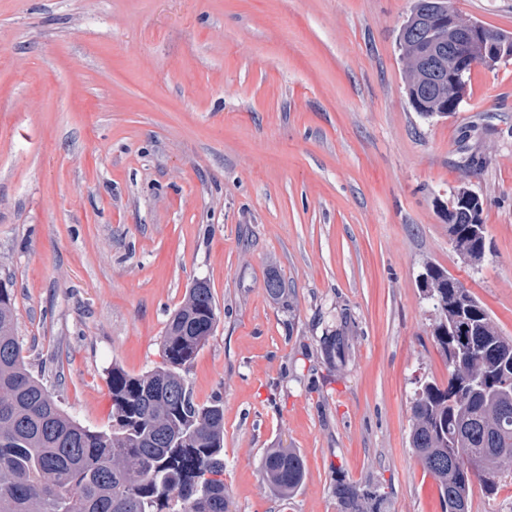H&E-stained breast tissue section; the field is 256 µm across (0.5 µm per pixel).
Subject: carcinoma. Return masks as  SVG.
Masks as SVG:
<instances>
[{"mask_svg": "<svg viewBox=\"0 0 512 512\" xmlns=\"http://www.w3.org/2000/svg\"><path fill=\"white\" fill-rule=\"evenodd\" d=\"M435 0H416L402 26L404 74L425 118L462 92L448 73L424 67L426 32L419 18ZM507 33L488 29L472 53L498 47ZM472 211L448 206V233L473 268L486 246L466 235ZM422 292L431 301V334L448 363L444 386L425 381L415 392L409 444L436 481L443 512H469L474 485L497 493L512 475V336L445 269L429 264ZM219 311L208 283L195 281L172 311L161 341L162 363L132 375L108 371L112 424L93 430L69 415L27 368L16 332L9 283L0 279V512H230L224 490V405L197 402L183 372L212 335ZM467 335L454 336V328ZM350 337L323 338L328 363H344ZM454 456H448V449ZM263 480L281 497L303 484L301 455L268 448ZM342 512H380L384 495L336 476Z\"/></svg>", "mask_w": 512, "mask_h": 512, "instance_id": "1", "label": "carcinoma"}]
</instances>
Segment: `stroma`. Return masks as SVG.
<instances>
[{
	"label": "stroma",
	"instance_id": "35a3bbf8",
	"mask_svg": "<svg viewBox=\"0 0 512 512\" xmlns=\"http://www.w3.org/2000/svg\"><path fill=\"white\" fill-rule=\"evenodd\" d=\"M412 5L0 0V278L25 363L108 429V368L160 365L170 313L207 280L220 319L186 380L223 401L231 512H341L340 475L385 512H442L409 444L419 381L448 382L426 265L512 336V60L422 118L397 40ZM453 5L512 33V0ZM463 179L490 242L477 268L442 211ZM344 312L334 367L320 341ZM277 446L305 463L287 498L260 471Z\"/></svg>",
	"mask_w": 512,
	"mask_h": 512
}]
</instances>
